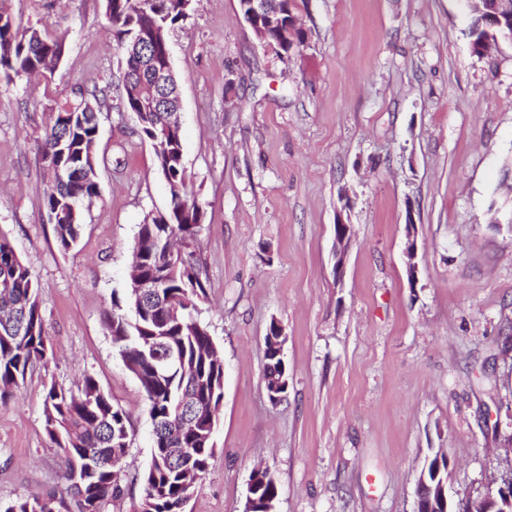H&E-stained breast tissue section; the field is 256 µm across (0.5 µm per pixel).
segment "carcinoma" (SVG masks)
<instances>
[{
    "mask_svg": "<svg viewBox=\"0 0 512 512\" xmlns=\"http://www.w3.org/2000/svg\"><path fill=\"white\" fill-rule=\"evenodd\" d=\"M182 0H105L108 30L126 45L125 71L119 110L138 117V131L147 141L166 142L170 151L182 146L179 127L165 130L153 112L142 110L154 77L153 52L132 48L140 27L157 30L186 18ZM472 51L484 54L495 38L484 28L482 14H473L469 28ZM60 37L32 27L22 28L0 8V81L45 79L53 74L64 53ZM111 86L87 90L77 87L52 113L40 147V165L48 189L43 207L53 225L58 246L68 250L82 229L81 206L99 197L96 144L101 104ZM159 174L179 186L170 194L163 213L169 220L151 218L139 225L132 246L133 262L141 276L158 277L162 287L147 289L149 311L139 310L142 289L130 280L123 298L112 300L106 321L112 342L126 367L139 381L153 423L151 460L162 457L172 441L188 448L179 470L166 466L146 469L137 512H183L185 493L193 486L190 472L205 474L215 454L213 439L197 430L220 418L223 402L224 359L219 356L207 327L198 319L197 302L206 297L196 249L204 212L186 187L184 164H163L154 150ZM169 351L181 355L179 366L165 368L161 360ZM48 358L44 318L38 286L25 262L10 243L0 238V403L16 395L19 381L36 363ZM45 427L51 442L68 448L64 479L78 512H106L108 503L122 491L121 461L129 448L128 417L90 375L82 377L77 391L51 386L44 399ZM279 495L273 476L259 481L254 490L256 512L275 504ZM64 501L28 495L17 498L5 512H60Z\"/></svg>",
    "mask_w": 512,
    "mask_h": 512,
    "instance_id": "obj_1",
    "label": "carcinoma"
}]
</instances>
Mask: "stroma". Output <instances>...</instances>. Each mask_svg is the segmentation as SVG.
I'll return each mask as SVG.
<instances>
[{"label": "stroma", "instance_id": "35a3bbf8", "mask_svg": "<svg viewBox=\"0 0 512 512\" xmlns=\"http://www.w3.org/2000/svg\"><path fill=\"white\" fill-rule=\"evenodd\" d=\"M0 2L65 43L37 90L0 83V238L39 286L51 351L0 405V512L22 495L65 497L43 400L85 372L129 418L123 493L107 510L135 512L152 422L106 314L168 191L134 114L102 107L100 196L77 245L58 246L39 168L49 115L76 86L120 84L124 57L103 0ZM294 4L306 42L284 59L238 0H192L167 32L204 211L199 318L224 357L216 453L185 512H244L259 465L278 484L275 512H414L437 456L461 494L487 493L512 440V44L475 55L463 0ZM274 321L288 368L276 404L263 381Z\"/></svg>", "mask_w": 512, "mask_h": 512}]
</instances>
